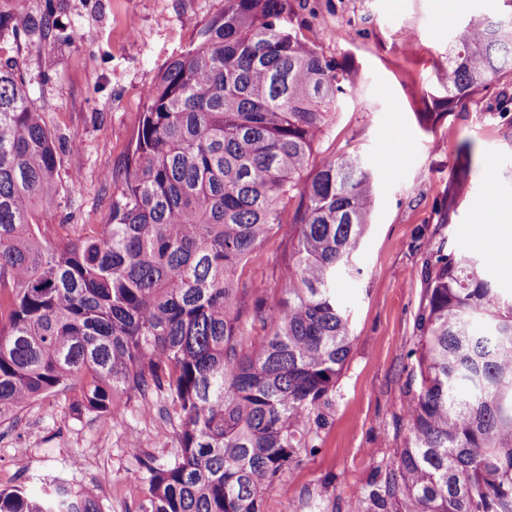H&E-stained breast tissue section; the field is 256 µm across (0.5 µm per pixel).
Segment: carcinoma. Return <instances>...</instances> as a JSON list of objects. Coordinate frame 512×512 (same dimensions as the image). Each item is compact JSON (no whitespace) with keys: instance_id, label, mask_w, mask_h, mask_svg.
Here are the masks:
<instances>
[{"instance_id":"cac0c4a2","label":"carcinoma","mask_w":512,"mask_h":512,"mask_svg":"<svg viewBox=\"0 0 512 512\" xmlns=\"http://www.w3.org/2000/svg\"><path fill=\"white\" fill-rule=\"evenodd\" d=\"M0 0V36L47 19ZM512 74V0L453 38L445 115ZM343 61L302 32L292 0H224L146 94L106 224L60 247L41 238L58 194L55 136L19 66L0 61V422L83 380L76 407L110 422L122 396L159 391L178 421L174 460L146 464L142 512H263L262 489L323 425L353 336L336 295L374 204L356 155L309 159ZM288 221L285 282L252 304L265 336L244 347L238 272ZM410 437L356 512H512V297L476 259L438 251L417 323ZM0 512H101L55 479L0 489Z\"/></svg>"}]
</instances>
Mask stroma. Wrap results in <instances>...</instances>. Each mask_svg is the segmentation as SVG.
Returning <instances> with one entry per match:
<instances>
[{
    "mask_svg": "<svg viewBox=\"0 0 512 512\" xmlns=\"http://www.w3.org/2000/svg\"><path fill=\"white\" fill-rule=\"evenodd\" d=\"M304 33L324 56L346 61L357 89L339 98L328 136L311 158L359 155L373 175L375 203L354 256L357 275L338 278L351 312V352L336 382L315 451L300 450L264 486V512H347L363 489L384 479L407 444L406 405L417 382L416 321L437 251L480 260L497 288L512 294V104L489 89L465 107L428 117V97L448 84V46L498 0H294ZM224 0H22L24 15L57 22L51 44L25 29L0 37L20 65L26 90L62 142L59 192L48 206L46 241L103 224L147 90ZM288 233L264 243L242 282L250 297L273 299ZM81 382L0 423V488L40 494L59 477L89 493L101 512H140L145 463L178 454L177 423L161 397L125 402L104 422L77 411ZM108 482H100L99 473Z\"/></svg>",
    "mask_w": 512,
    "mask_h": 512,
    "instance_id": "1",
    "label": "stroma"
}]
</instances>
